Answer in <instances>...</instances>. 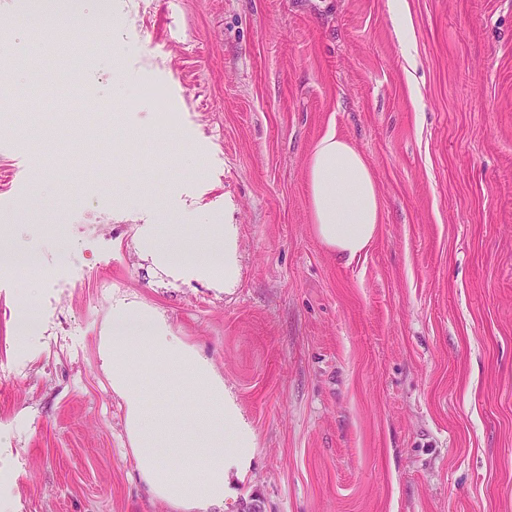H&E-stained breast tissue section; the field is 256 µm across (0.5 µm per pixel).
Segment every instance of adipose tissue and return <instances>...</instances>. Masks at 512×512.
<instances>
[{
  "label": "adipose tissue",
  "mask_w": 512,
  "mask_h": 512,
  "mask_svg": "<svg viewBox=\"0 0 512 512\" xmlns=\"http://www.w3.org/2000/svg\"><path fill=\"white\" fill-rule=\"evenodd\" d=\"M314 232L337 259L349 262L374 241L381 222L378 188L362 154L335 131L314 145L307 165ZM207 242L183 237L171 248L151 232L139 238L141 253L168 275H193L232 287L237 272V230L215 224ZM102 368L120 399L138 478L180 512L223 506L232 471L242 470L257 446L254 431L211 363L174 336L144 307H112V334L100 352ZM154 382L198 398V406L149 410L136 370Z\"/></svg>",
  "instance_id": "ef3b65f1"
}]
</instances>
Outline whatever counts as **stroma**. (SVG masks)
I'll return each mask as SVG.
<instances>
[{"instance_id": "35a3bbf8", "label": "stroma", "mask_w": 512, "mask_h": 512, "mask_svg": "<svg viewBox=\"0 0 512 512\" xmlns=\"http://www.w3.org/2000/svg\"><path fill=\"white\" fill-rule=\"evenodd\" d=\"M408 22L406 40L393 13ZM79 70L0 0V502L174 512L136 477L101 367L112 303L207 357L257 436L223 512H512V0H112ZM414 69L415 85L405 72ZM155 94L118 91L114 70ZM134 151L61 187L33 142L63 82ZM369 163L379 232L319 242L308 156L327 130ZM235 225L231 288L173 278L144 226ZM35 300L38 323L19 334ZM0 265L16 275L31 279H47L52 273L40 262L36 254H0Z\"/></svg>"}]
</instances>
